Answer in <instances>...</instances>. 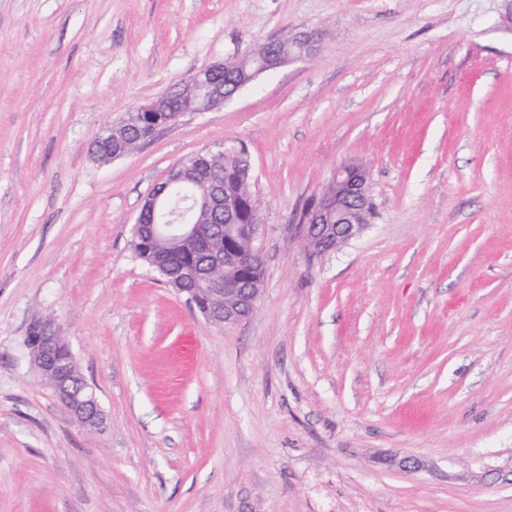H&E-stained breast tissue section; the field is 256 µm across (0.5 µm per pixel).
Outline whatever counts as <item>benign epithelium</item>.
I'll list each match as a JSON object with an SVG mask.
<instances>
[{
	"label": "benign epithelium",
	"mask_w": 512,
	"mask_h": 512,
	"mask_svg": "<svg viewBox=\"0 0 512 512\" xmlns=\"http://www.w3.org/2000/svg\"><path fill=\"white\" fill-rule=\"evenodd\" d=\"M303 48L288 56L267 57L251 72L250 79L239 83L235 90L224 92L219 75L224 64L218 63L194 71L180 86L185 96L204 97L198 112H209L224 106L235 92L244 88L258 75L303 57L312 49V39H301ZM141 117L159 130L180 121L185 113L170 115L167 99L155 98L138 107ZM196 156L172 167L163 181L145 198L143 207L162 218L160 224H134V239L155 252L152 266L168 278V284L189 296L198 293L206 297L203 318L214 325L234 324L248 317L255 309L261 289L257 271L263 268V256L257 241L264 217L258 200L250 195L235 203L225 199L222 189L211 185L205 190L207 207L219 219L227 220L222 229L216 226L183 223V210L167 204L171 190L195 182ZM331 190L313 196L300 211L295 234L311 257L322 256L360 237L375 215L371 181L368 171L360 164L346 162L333 171L328 181ZM247 213L248 223H235L240 210ZM223 232L224 246L217 247V232ZM187 246L193 251L182 262L176 275H169L167 252L161 246ZM28 346L44 381L54 390L61 403L85 426L97 429L103 423V411L95 392L85 382H74L76 362L59 326L51 321H37L29 328Z\"/></svg>",
	"instance_id": "7a95c632"
}]
</instances>
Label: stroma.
<instances>
[{
    "instance_id": "stroma-1",
    "label": "stroma",
    "mask_w": 512,
    "mask_h": 512,
    "mask_svg": "<svg viewBox=\"0 0 512 512\" xmlns=\"http://www.w3.org/2000/svg\"><path fill=\"white\" fill-rule=\"evenodd\" d=\"M312 55L102 163L195 70ZM246 145L254 313L210 325L134 252L167 171ZM376 217L290 231L339 164ZM53 317L105 424L25 344ZM0 512H512V0H0Z\"/></svg>"
}]
</instances>
